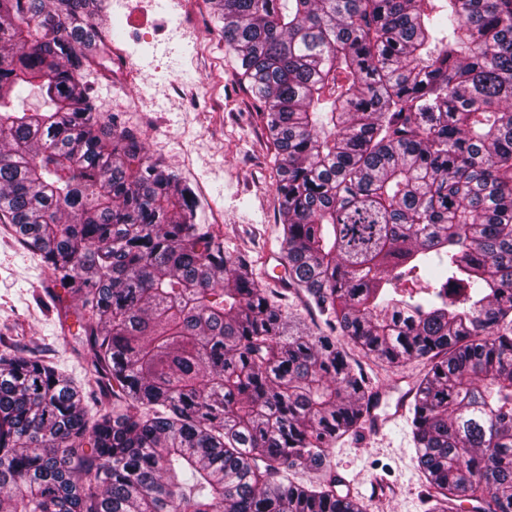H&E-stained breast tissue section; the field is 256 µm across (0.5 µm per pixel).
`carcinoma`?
Instances as JSON below:
<instances>
[{
  "instance_id": "obj_1",
  "label": "carcinoma",
  "mask_w": 512,
  "mask_h": 512,
  "mask_svg": "<svg viewBox=\"0 0 512 512\" xmlns=\"http://www.w3.org/2000/svg\"><path fill=\"white\" fill-rule=\"evenodd\" d=\"M209 4L315 329L101 115L96 0H0V222L80 301L85 382L112 391L0 351V512H364L328 460L374 408L345 341L426 361L431 512H512V0ZM29 88L48 110L16 109Z\"/></svg>"
}]
</instances>
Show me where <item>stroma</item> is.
I'll use <instances>...</instances> for the list:
<instances>
[{"mask_svg":"<svg viewBox=\"0 0 512 512\" xmlns=\"http://www.w3.org/2000/svg\"><path fill=\"white\" fill-rule=\"evenodd\" d=\"M185 9V0H101L105 25L124 31L118 44L129 80L115 85L95 78L94 93L105 116L140 129L149 156L194 189L199 216L223 233L226 248L250 255L255 279L275 288L283 269L273 149L217 33L189 24ZM176 79L190 97L172 92ZM51 288L39 257L0 227V340L21 353L54 358L80 381L90 355L68 331ZM354 357L383 393L380 415L394 411L427 370L418 359L391 367L359 351ZM329 460L366 512H427L408 417L376 433L364 426L344 435Z\"/></svg>","mask_w":512,"mask_h":512,"instance_id":"1","label":"stroma"}]
</instances>
